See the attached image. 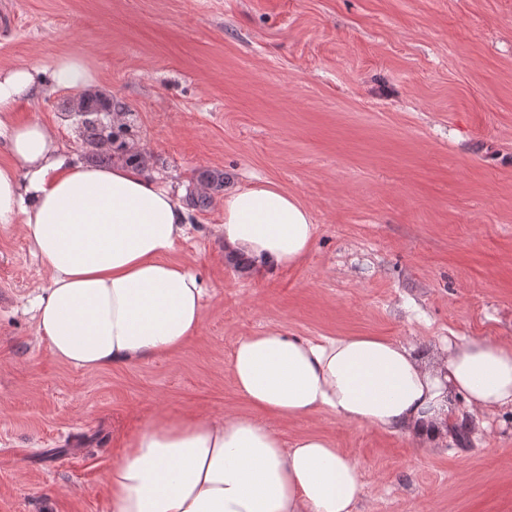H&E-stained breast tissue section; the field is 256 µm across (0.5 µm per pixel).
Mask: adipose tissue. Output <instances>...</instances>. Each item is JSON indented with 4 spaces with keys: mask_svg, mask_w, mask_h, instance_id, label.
<instances>
[{
    "mask_svg": "<svg viewBox=\"0 0 512 512\" xmlns=\"http://www.w3.org/2000/svg\"><path fill=\"white\" fill-rule=\"evenodd\" d=\"M94 76L65 55L0 68V224L23 225L49 275L34 303L53 355L81 369L180 351L202 325L207 290L172 253L190 217L178 197L121 157L89 166L52 130L12 116L47 87L83 91ZM217 230L232 258L262 273L299 265L317 231L310 209L276 186L224 194ZM244 413L159 414L131 435L104 476L109 512H356V463L333 441L285 444L273 423L310 416L388 433L424 448L457 422L512 411V342L451 336L434 366L382 336L310 339L280 330L239 337L230 361ZM464 407H456L454 396Z\"/></svg>",
    "mask_w": 512,
    "mask_h": 512,
    "instance_id": "adipose-tissue-1",
    "label": "adipose tissue"
}]
</instances>
